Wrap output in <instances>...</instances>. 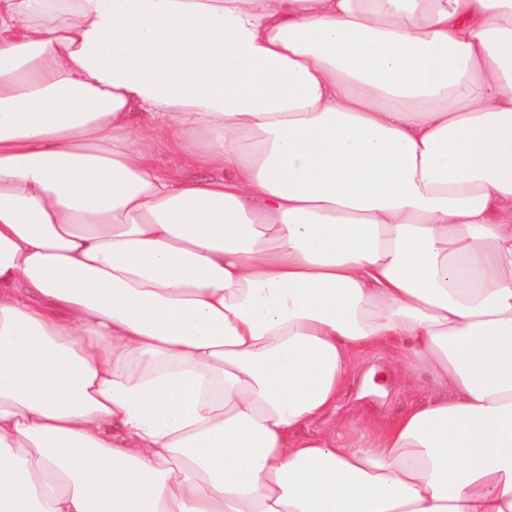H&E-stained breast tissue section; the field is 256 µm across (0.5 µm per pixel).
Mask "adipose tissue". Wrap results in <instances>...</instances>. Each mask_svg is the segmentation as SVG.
Wrapping results in <instances>:
<instances>
[{"label":"adipose tissue","mask_w":512,"mask_h":512,"mask_svg":"<svg viewBox=\"0 0 512 512\" xmlns=\"http://www.w3.org/2000/svg\"><path fill=\"white\" fill-rule=\"evenodd\" d=\"M0 512H512V0H0ZM372 366L381 368L390 381L389 395L384 400L358 398L362 375ZM410 399L411 394L401 383L398 373L392 366L388 351L382 347H376L360 361L346 392L338 403L336 412L316 423L314 428L334 429L337 425L348 422L362 413L387 418L398 412Z\"/></svg>","instance_id":"1"}]
</instances>
